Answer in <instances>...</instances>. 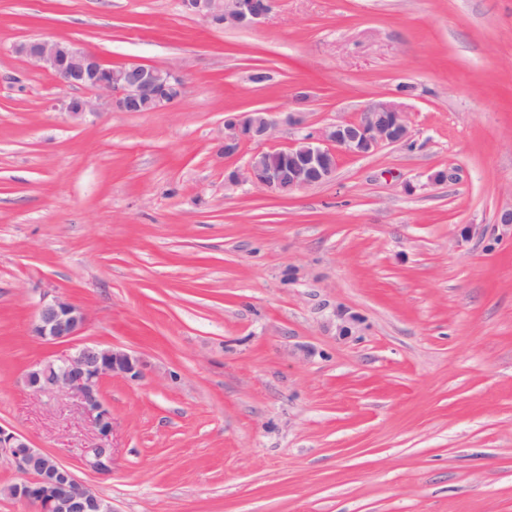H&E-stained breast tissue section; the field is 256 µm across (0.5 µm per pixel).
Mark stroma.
I'll list each match as a JSON object with an SVG mask.
<instances>
[{
    "label": "stroma",
    "instance_id": "stroma-1",
    "mask_svg": "<svg viewBox=\"0 0 512 512\" xmlns=\"http://www.w3.org/2000/svg\"><path fill=\"white\" fill-rule=\"evenodd\" d=\"M36 37L180 66L189 92L72 117L12 50ZM397 99L410 140L338 154L328 183L228 180ZM252 109L305 123L225 156ZM510 207L512 0H278L245 29L179 0H0V426L114 512H512ZM46 292L144 360L102 383L108 438L25 384L59 351L30 332Z\"/></svg>",
    "mask_w": 512,
    "mask_h": 512
}]
</instances>
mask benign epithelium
Returning <instances> with one entry per match:
<instances>
[{
  "label": "benign epithelium",
  "instance_id": "benign-epithelium-1",
  "mask_svg": "<svg viewBox=\"0 0 512 512\" xmlns=\"http://www.w3.org/2000/svg\"><path fill=\"white\" fill-rule=\"evenodd\" d=\"M180 6L185 13L218 26L251 28L266 19L277 0H180ZM14 51L33 67L52 73L61 86L95 94L65 104L67 113L74 117L99 112L102 99L119 112H152L180 101L186 93L183 72L176 67L138 62L112 65L92 51L47 39L20 42ZM278 125L272 112H241L225 119L224 155L235 154L246 141L270 140ZM410 137L407 112L394 101H378L356 120L310 132L278 150L288 170L268 165L267 152L259 151L229 179L286 195L330 181L340 152L367 154ZM87 321V312L80 304L63 295L46 294L36 307L32 334L51 344L66 343L83 333ZM141 367L140 357L123 347L82 343L31 365L25 381L37 393L81 396L84 409L100 435L106 437L112 431V411L99 398L100 384L106 377L136 378ZM2 456L28 476L10 495L33 505L35 512H114L111 501L87 487L55 456L0 426Z\"/></svg>",
  "mask_w": 512,
  "mask_h": 512
}]
</instances>
